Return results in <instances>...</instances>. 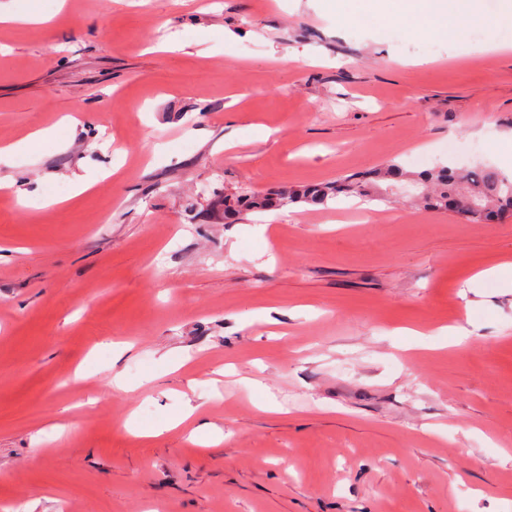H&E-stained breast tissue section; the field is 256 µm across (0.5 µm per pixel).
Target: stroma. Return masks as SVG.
I'll list each match as a JSON object with an SVG mask.
<instances>
[{
	"instance_id": "obj_1",
	"label": "stroma",
	"mask_w": 512,
	"mask_h": 512,
	"mask_svg": "<svg viewBox=\"0 0 512 512\" xmlns=\"http://www.w3.org/2000/svg\"><path fill=\"white\" fill-rule=\"evenodd\" d=\"M0 11L52 16L0 26V504L512 512V288L474 279L512 261V217L410 185L212 214L391 162L499 167L511 53L340 27L324 0ZM189 405L208 440L168 429Z\"/></svg>"
}]
</instances>
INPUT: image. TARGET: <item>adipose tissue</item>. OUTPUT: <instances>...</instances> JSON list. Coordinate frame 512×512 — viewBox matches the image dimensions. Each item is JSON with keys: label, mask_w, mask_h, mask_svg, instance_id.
Listing matches in <instances>:
<instances>
[{"label": "adipose tissue", "mask_w": 512, "mask_h": 512, "mask_svg": "<svg viewBox=\"0 0 512 512\" xmlns=\"http://www.w3.org/2000/svg\"><path fill=\"white\" fill-rule=\"evenodd\" d=\"M485 0H362V10L384 23L405 26L418 39L458 42L471 24L485 23L488 35L512 24V0H502L496 18L486 19Z\"/></svg>", "instance_id": "obj_1"}]
</instances>
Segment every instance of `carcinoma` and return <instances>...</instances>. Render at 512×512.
I'll list each match as a JSON object with an SVG mask.
<instances>
[{
	"label": "carcinoma",
	"instance_id": "carcinoma-1",
	"mask_svg": "<svg viewBox=\"0 0 512 512\" xmlns=\"http://www.w3.org/2000/svg\"><path fill=\"white\" fill-rule=\"evenodd\" d=\"M423 185L426 191L420 204L432 211H451L468 221L493 220L512 209V179L490 167L470 169L437 167L415 174L398 164H387L356 178L343 177L333 182L282 187L268 193L239 192L219 199L224 221L233 223L251 212L286 207L299 202L326 204L341 197L379 199L402 182Z\"/></svg>",
	"mask_w": 512,
	"mask_h": 512
}]
</instances>
